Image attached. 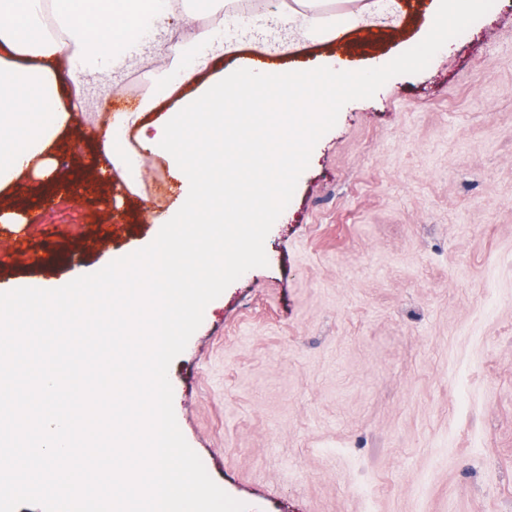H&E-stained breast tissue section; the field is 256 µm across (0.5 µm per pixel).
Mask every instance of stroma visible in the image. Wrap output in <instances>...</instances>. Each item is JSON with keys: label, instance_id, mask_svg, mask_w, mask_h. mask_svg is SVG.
<instances>
[{"label": "stroma", "instance_id": "1", "mask_svg": "<svg viewBox=\"0 0 512 512\" xmlns=\"http://www.w3.org/2000/svg\"><path fill=\"white\" fill-rule=\"evenodd\" d=\"M378 27L369 68L429 26ZM136 98L93 81L68 139ZM97 228L81 196L0 223V284L63 286L154 240L186 186L143 154ZM168 371L177 423L248 512H512V0L343 106L266 240Z\"/></svg>", "mask_w": 512, "mask_h": 512}]
</instances>
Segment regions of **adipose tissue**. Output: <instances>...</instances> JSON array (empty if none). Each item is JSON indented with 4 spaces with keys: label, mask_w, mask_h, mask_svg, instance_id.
<instances>
[{
    "label": "adipose tissue",
    "mask_w": 512,
    "mask_h": 512,
    "mask_svg": "<svg viewBox=\"0 0 512 512\" xmlns=\"http://www.w3.org/2000/svg\"><path fill=\"white\" fill-rule=\"evenodd\" d=\"M224 6V0H0V196L9 199L0 222H31L26 179L54 192L61 135L83 109L88 78L117 80L153 42L168 44L183 62L144 93L136 112L106 128L95 154L108 159L114 136L140 113L182 98L199 67L234 57L237 43L217 41L215 28L197 27L185 39L174 35L199 8L217 15ZM376 7L375 0H363L357 8L331 11L326 0H283L272 20L307 41L334 44L364 28Z\"/></svg>",
    "instance_id": "ef3b65f1"
}]
</instances>
